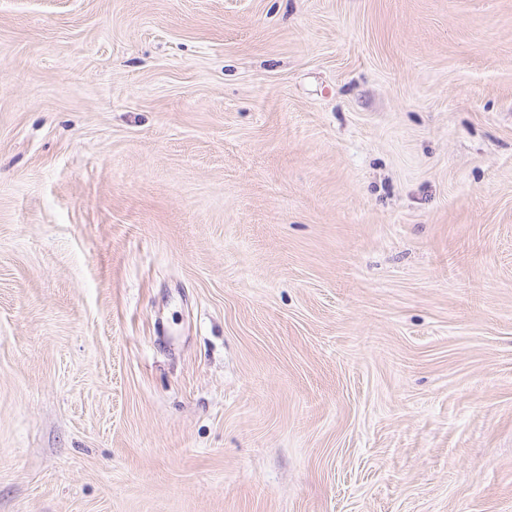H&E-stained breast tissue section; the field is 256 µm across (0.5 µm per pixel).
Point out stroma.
<instances>
[{
	"instance_id": "obj_1",
	"label": "stroma",
	"mask_w": 512,
	"mask_h": 512,
	"mask_svg": "<svg viewBox=\"0 0 512 512\" xmlns=\"http://www.w3.org/2000/svg\"><path fill=\"white\" fill-rule=\"evenodd\" d=\"M0 512H512V0H0Z\"/></svg>"
}]
</instances>
